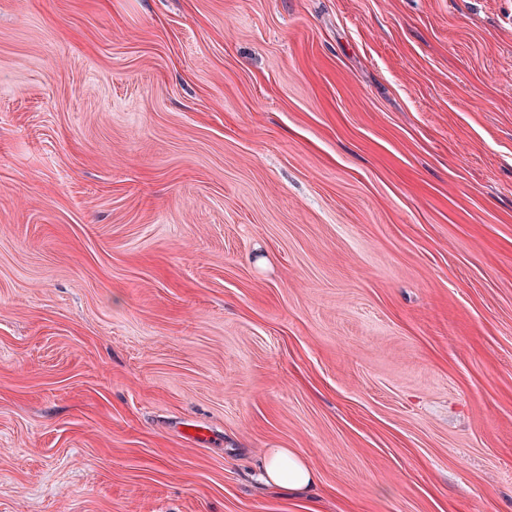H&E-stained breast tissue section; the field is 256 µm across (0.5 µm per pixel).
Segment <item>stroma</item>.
Segmentation results:
<instances>
[{
  "instance_id": "1",
  "label": "stroma",
  "mask_w": 512,
  "mask_h": 512,
  "mask_svg": "<svg viewBox=\"0 0 512 512\" xmlns=\"http://www.w3.org/2000/svg\"><path fill=\"white\" fill-rule=\"evenodd\" d=\"M0 512H512V0H0ZM262 478L269 484L300 492L314 486V474L289 448H271L261 462Z\"/></svg>"
}]
</instances>
